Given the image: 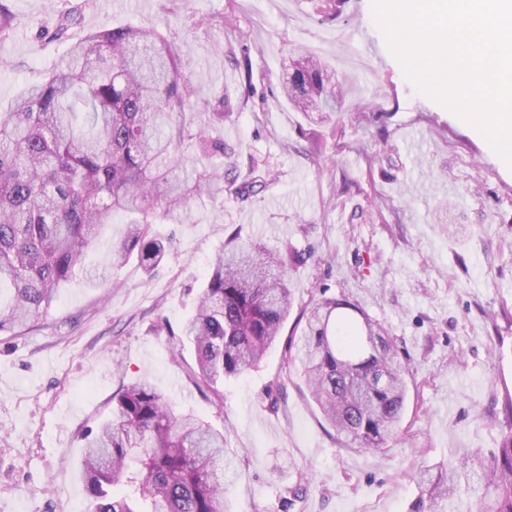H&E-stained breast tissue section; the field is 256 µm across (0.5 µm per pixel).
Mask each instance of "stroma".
Wrapping results in <instances>:
<instances>
[{"label":"stroma","mask_w":512,"mask_h":512,"mask_svg":"<svg viewBox=\"0 0 512 512\" xmlns=\"http://www.w3.org/2000/svg\"><path fill=\"white\" fill-rule=\"evenodd\" d=\"M0 40V112L53 70L66 44L39 39L57 0H9ZM233 14L232 30L193 25ZM157 29L181 47L201 88L186 117L230 100L220 135L272 185L246 202L200 195L153 274L106 255L126 219L114 215L85 267L48 313L0 333V512H91L85 438L114 396L148 379L177 411L224 432L233 466L228 512H410L419 469L468 453L489 461L512 399V169L484 138L418 94L371 20L369 0H343L321 20L312 0H90L84 26ZM325 58L344 87L336 111H293L281 95L295 53ZM249 54L241 76L235 57ZM290 249L293 307L261 366L217 390L195 380L182 328L230 232ZM362 306L389 330L408 370L397 440L350 448L308 398L286 343L309 304ZM301 497H294V489Z\"/></svg>","instance_id":"stroma-1"}]
</instances>
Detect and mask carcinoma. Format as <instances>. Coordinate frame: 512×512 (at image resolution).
Here are the masks:
<instances>
[{
    "label": "carcinoma",
    "mask_w": 512,
    "mask_h": 512,
    "mask_svg": "<svg viewBox=\"0 0 512 512\" xmlns=\"http://www.w3.org/2000/svg\"><path fill=\"white\" fill-rule=\"evenodd\" d=\"M88 0H62L41 35L69 43L57 66L0 112V332L48 313L116 213L127 217L111 266L134 260L145 271L166 246L152 225L187 211V182L176 175L183 148L223 157L228 171L196 173L193 192L247 201L268 186L257 167L233 174L235 149L185 121L200 88L180 70L181 48L160 32L131 25L87 31ZM283 92L302 112L336 109L335 74L302 53ZM232 114L218 103L208 126ZM292 257L233 235L202 286L182 336L193 345L199 380L210 389L257 367L279 339L291 309L286 267ZM288 340L324 420L347 446L380 451L397 438L405 411L406 369L385 327L363 308L326 298L302 314ZM116 410L87 439L85 488L94 512H227L230 462L224 433L175 412L150 381L115 396ZM511 432L487 466L467 455L428 478L427 497L410 512H512Z\"/></svg>",
    "instance_id": "carcinoma-1"
}]
</instances>
